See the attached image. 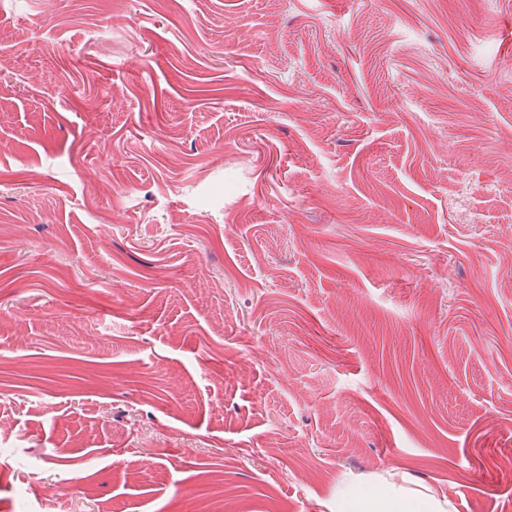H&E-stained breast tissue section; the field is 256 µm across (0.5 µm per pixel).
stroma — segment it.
<instances>
[{"label":"stroma","mask_w":512,"mask_h":512,"mask_svg":"<svg viewBox=\"0 0 512 512\" xmlns=\"http://www.w3.org/2000/svg\"><path fill=\"white\" fill-rule=\"evenodd\" d=\"M0 28V512H512V0ZM332 512H450V503L417 489L381 478L364 484L358 477L344 479L336 488Z\"/></svg>","instance_id":"obj_1"}]
</instances>
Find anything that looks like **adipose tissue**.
I'll list each match as a JSON object with an SVG mask.
<instances>
[{"label": "adipose tissue", "mask_w": 512, "mask_h": 512, "mask_svg": "<svg viewBox=\"0 0 512 512\" xmlns=\"http://www.w3.org/2000/svg\"><path fill=\"white\" fill-rule=\"evenodd\" d=\"M448 501L417 489H409L382 478L363 483L348 478L336 489L331 512H450Z\"/></svg>", "instance_id": "adipose-tissue-1"}]
</instances>
